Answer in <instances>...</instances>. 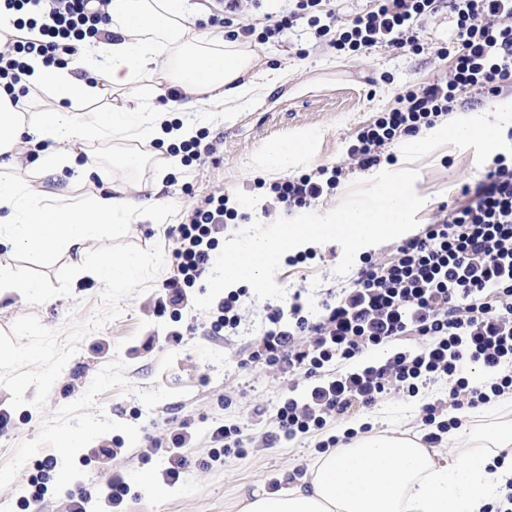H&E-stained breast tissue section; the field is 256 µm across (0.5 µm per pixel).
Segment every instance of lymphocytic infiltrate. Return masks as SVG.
<instances>
[{
    "label": "lymphocytic infiltrate",
    "instance_id": "obj_1",
    "mask_svg": "<svg viewBox=\"0 0 512 512\" xmlns=\"http://www.w3.org/2000/svg\"><path fill=\"white\" fill-rule=\"evenodd\" d=\"M108 2L0 0L5 9L27 15L28 26H39L43 36L39 42L10 36L0 46L6 89L19 82L23 57L37 54L46 63H60L97 40L109 21ZM294 2L293 10L268 19L259 30L233 25L246 0H214L213 12L223 17L232 40L281 38L297 17L321 10L327 22L316 34L332 36L338 51L388 46L416 53L421 49L417 29L436 8V0H376L373 10L335 33L336 14L324 10L323 0ZM448 6L457 32L442 54L453 59L452 78L408 89L399 108L363 127L348 148L359 168L379 165L386 145L434 127L462 93L478 89L495 96L512 84V0H448ZM341 175V167L320 166L284 179L273 191L283 208L308 207L325 189L336 187ZM462 192L471 195L470 204L402 241L390 261H366L323 315L308 317L297 299L288 308L266 312L249 362L308 381L301 395L274 405L278 435L317 433L352 407L369 408L392 394L414 397L427 384L445 380L447 398L420 409L423 440L436 444L462 426L467 412L512 395V166L495 156L484 178ZM236 216L224 195L211 194L177 225V272L154 300L157 315L188 306L189 288L210 271L225 220ZM379 349L386 350L384 359L366 361L368 352ZM333 364L336 374L324 376V368ZM470 365L480 370L481 379L468 375Z\"/></svg>",
    "mask_w": 512,
    "mask_h": 512
}]
</instances>
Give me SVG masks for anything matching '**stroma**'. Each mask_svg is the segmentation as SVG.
Segmentation results:
<instances>
[{
  "label": "stroma",
  "mask_w": 512,
  "mask_h": 512,
  "mask_svg": "<svg viewBox=\"0 0 512 512\" xmlns=\"http://www.w3.org/2000/svg\"><path fill=\"white\" fill-rule=\"evenodd\" d=\"M455 32L448 0H439L436 12L419 32L421 53L380 47L346 55L337 52L328 38H316L307 19H298L286 36L257 47L260 70H277L275 79L223 116L211 117L208 104L195 107L204 142L213 148L211 155L167 167L163 161L170 155L168 145L132 141L115 133L86 144L87 155L99 170L89 184L69 187V176L63 173L43 181L41 188L55 205L95 192L107 194L113 152L149 154L151 160L144 169L127 174V190L164 209L165 220L107 226L89 246L129 242L146 249L162 245L165 266L154 281L162 286L176 264L174 230L206 195L223 194L230 202H243L246 216L232 221L235 229L257 221L268 224L282 216L270 190L272 178L259 174L254 166L269 142L302 131L312 135L314 149L291 168L294 176L321 165L343 166L338 187L314 205V212L333 209L355 182L372 179L373 171L350 166V143L379 113L398 107L407 87L448 80L453 60L440 56L439 50ZM490 112L499 114L504 128L495 147L448 137L431 139L420 154L406 140L386 147L390 160L383 163V170L419 172L415 190L426 199L416 215L419 229L437 223L452 208L468 205L462 186L482 180L495 155L512 158V86L495 97L464 94L442 122L474 121ZM305 255L299 263L281 261L275 281L285 290L282 299L259 300L251 292L242 296L244 319L236 331L213 333L211 325L217 317L213 309L189 308L176 316H154V294L148 291L122 301L118 318L83 338L53 385L45 410L30 406L34 389L24 394L26 406L14 409L10 393L0 387V409L11 415L9 427L0 431V512H22L20 493L34 479L52 495L48 512H63L64 495L75 486H82L91 497L99 496L98 474L104 468L128 478L127 512H141L147 503L154 512H241L244 493L272 490L283 477L292 484L308 477L320 457L317 445L322 435L275 438L269 414L272 403L288 390L303 388L304 378L245 362L265 309L287 307L297 294L315 314L323 301L348 286L349 277L334 273L342 257L338 243L314 245ZM76 261V255L61 251H0V263L51 277L61 266ZM102 291V284L87 277L71 296L37 306L19 294L5 295L0 298V332H10L14 321L25 315L54 330L70 319L87 323L101 305ZM174 330L182 331L181 343L169 342ZM447 393V384L438 383L419 401L389 397L371 409L331 422L324 435L367 424L375 433L423 436L421 402ZM218 422L241 429L246 454L226 458L220 466L193 468L180 483L168 485L162 476L166 462L161 448L170 433H188L193 455L204 459L212 450L209 431ZM101 447L111 449V456L95 457V449ZM50 456L56 458V466L43 467V460Z\"/></svg>",
  "instance_id": "stroma-1"
}]
</instances>
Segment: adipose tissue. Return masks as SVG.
<instances>
[{"label":"adipose tissue","instance_id":"1","mask_svg":"<svg viewBox=\"0 0 512 512\" xmlns=\"http://www.w3.org/2000/svg\"><path fill=\"white\" fill-rule=\"evenodd\" d=\"M111 37L83 51L64 66L26 57L21 83L51 93L53 108L22 118L11 97L0 90V169L17 168L22 136L33 141H61L63 149L28 162L29 182H0V247L8 250L84 253L106 225L142 220L150 211L113 183V196L83 197L70 205L45 204L37 179L71 169L74 179L94 173L80 162L86 142L106 132L134 138L151 137L169 144L191 140L196 128L150 97L130 92L133 79L157 76L159 86L181 88L195 102L232 110L235 103L259 89L254 51L236 47L223 30H190L188 0H110ZM118 95V104L100 112H75L71 103ZM303 135L272 141L259 170L265 175L288 172L309 148ZM482 452L464 461L442 460L417 440L389 433L371 434L321 458L307 485L278 492L255 491L243 512H480L489 498L500 495L512 468H494L498 452L512 448V424L482 439Z\"/></svg>","mask_w":512,"mask_h":512}]
</instances>
